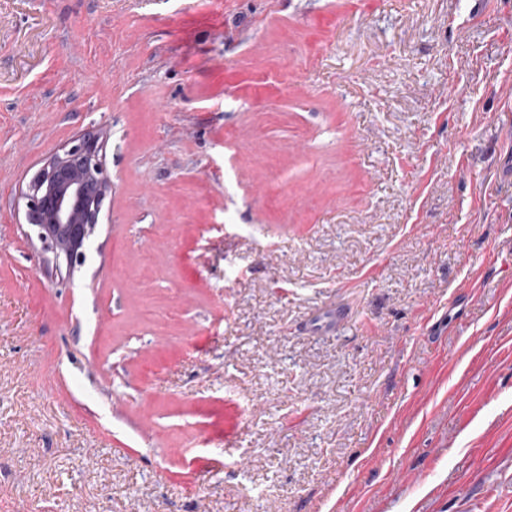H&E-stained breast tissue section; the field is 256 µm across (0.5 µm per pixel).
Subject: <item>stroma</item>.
<instances>
[{
	"mask_svg": "<svg viewBox=\"0 0 512 512\" xmlns=\"http://www.w3.org/2000/svg\"><path fill=\"white\" fill-rule=\"evenodd\" d=\"M0 512H512V0H0ZM112 181L99 133H85L62 143L34 174L22 196L25 218L35 228L43 251L56 269L70 274L83 264ZM348 317L349 313L343 306L331 305L313 316L309 323L310 329L334 331L340 328L348 320Z\"/></svg>",
	"mask_w": 512,
	"mask_h": 512,
	"instance_id": "35a3bbf8",
	"label": "stroma"
}]
</instances>
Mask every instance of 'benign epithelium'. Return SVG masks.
<instances>
[{
  "label": "benign epithelium",
  "instance_id": "benign-epithelium-1",
  "mask_svg": "<svg viewBox=\"0 0 512 512\" xmlns=\"http://www.w3.org/2000/svg\"><path fill=\"white\" fill-rule=\"evenodd\" d=\"M111 193L98 133L62 143L31 178L22 192L25 218L35 228L42 249L52 253L55 268L71 273L83 264Z\"/></svg>",
  "mask_w": 512,
  "mask_h": 512
}]
</instances>
